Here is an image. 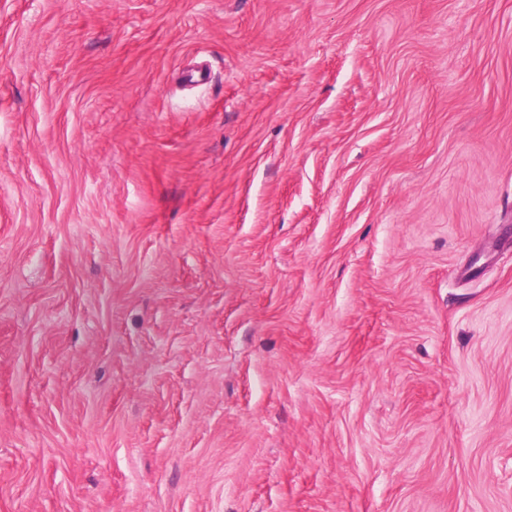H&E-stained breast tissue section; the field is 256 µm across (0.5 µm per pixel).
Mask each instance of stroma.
<instances>
[{"mask_svg":"<svg viewBox=\"0 0 512 512\" xmlns=\"http://www.w3.org/2000/svg\"><path fill=\"white\" fill-rule=\"evenodd\" d=\"M0 512H512V0H0Z\"/></svg>","mask_w":512,"mask_h":512,"instance_id":"35a3bbf8","label":"stroma"}]
</instances>
